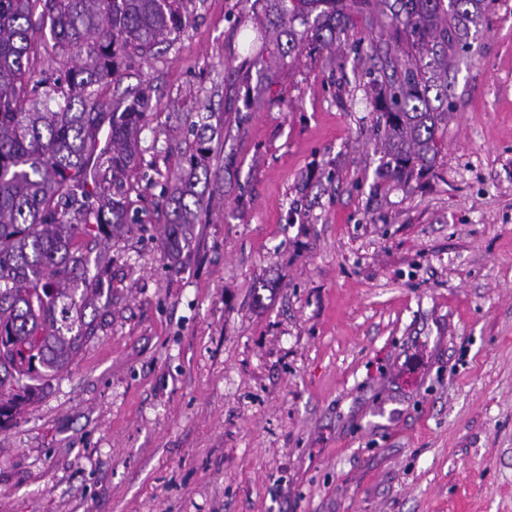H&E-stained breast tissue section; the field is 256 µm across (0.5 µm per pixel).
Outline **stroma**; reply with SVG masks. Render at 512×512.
Listing matches in <instances>:
<instances>
[{
  "instance_id": "obj_1",
  "label": "stroma",
  "mask_w": 512,
  "mask_h": 512,
  "mask_svg": "<svg viewBox=\"0 0 512 512\" xmlns=\"http://www.w3.org/2000/svg\"><path fill=\"white\" fill-rule=\"evenodd\" d=\"M97 330L0 428V512H512V0L448 61L433 170L380 180L359 27L261 78L245 0H184ZM219 134L178 259L166 204Z\"/></svg>"
}]
</instances>
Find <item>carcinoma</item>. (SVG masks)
I'll return each mask as SVG.
<instances>
[{"label":"carcinoma","mask_w":512,"mask_h":512,"mask_svg":"<svg viewBox=\"0 0 512 512\" xmlns=\"http://www.w3.org/2000/svg\"><path fill=\"white\" fill-rule=\"evenodd\" d=\"M264 2L286 36L269 54L283 59L306 45L334 49L336 36L354 31L358 18L377 32L371 49L381 66L367 72L379 91L372 130L384 154L377 176L408 186L432 167L448 117V59L470 47V24L485 0H386V14L373 0ZM185 22L182 0H0V427L94 335L85 310L102 282L86 277L89 258L77 239L105 246L130 230L123 178L138 163L150 92L112 105L94 96V86L116 79L129 52H150ZM45 29L77 62L43 89L27 66L32 39ZM424 55L439 75L416 64ZM207 130L199 125L197 153L168 200L164 248L173 259L203 205L196 187L198 170L208 173Z\"/></svg>","instance_id":"obj_1"}]
</instances>
